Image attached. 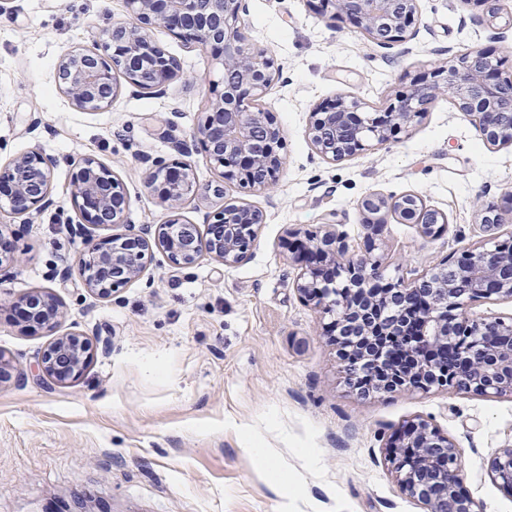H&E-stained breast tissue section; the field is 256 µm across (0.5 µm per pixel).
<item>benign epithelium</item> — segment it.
<instances>
[{
	"instance_id": "obj_1",
	"label": "benign epithelium",
	"mask_w": 512,
	"mask_h": 512,
	"mask_svg": "<svg viewBox=\"0 0 512 512\" xmlns=\"http://www.w3.org/2000/svg\"><path fill=\"white\" fill-rule=\"evenodd\" d=\"M323 7L345 16L368 39L391 48L407 41L417 13V0H320ZM132 22L104 31L103 52L68 50L59 58L56 77L60 90L80 111H101L112 105L119 84L116 75L139 90H162L180 70L178 60L156 43L151 30L163 26L187 43L210 52L223 70L222 89L209 103L194 138L207 159L222 169L226 179L253 185L262 169L264 188L276 185L284 165L280 127L271 113L257 108L277 71L264 49L252 47L239 26L245 0H126ZM445 93L457 107L474 117L486 142L512 144V77L502 75L492 54L469 50L388 97L374 112L342 97L319 104L310 113L309 138L316 152L336 162L386 144L422 118ZM53 163L34 149L0 167V190L8 211L28 216L40 210L51 191ZM145 185L167 207V220L154 231L133 229L112 242H88L80 260L84 285L99 297L141 277L153 249L167 254L177 266L196 264L203 254L233 265L250 253L263 213L245 204H228L206 214L204 239L184 229L179 206L207 195L190 163L177 161L151 172ZM72 200L90 224L124 223L125 198L112 169L91 156L82 158L72 179ZM367 217L395 210L402 221L417 224L423 235L440 231L443 217L413 194L386 197L371 192L361 201ZM375 240L366 255L353 259L334 232L297 244L302 271L295 282L299 296L330 321L324 335L336 341V327L350 325L363 336L376 335L379 344L393 341L407 349L413 364L394 372L379 392L395 389L427 390L444 387L495 395H512V321H486L467 312L477 298L512 299V241L466 249L451 263L442 261L430 272L410 281H388L376 256ZM39 304L22 313L31 330H52L59 307L39 293L22 305ZM356 360L338 352L348 380L369 367H382L387 358L373 343ZM90 344L78 334L59 337L44 352L42 374L57 383L83 375ZM388 462L401 492L420 503L424 512H482L463 489L460 448L437 426L411 422L390 443ZM414 448L419 467L412 469L397 449ZM492 477L512 489V446L491 462Z\"/></svg>"
}]
</instances>
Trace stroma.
I'll list each match as a JSON object with an SVG mask.
<instances>
[{"label":"stroma","instance_id":"35a3bbf8","mask_svg":"<svg viewBox=\"0 0 512 512\" xmlns=\"http://www.w3.org/2000/svg\"><path fill=\"white\" fill-rule=\"evenodd\" d=\"M496 18H473L469 0H418L410 39L381 48L349 25L317 14L309 0H246L250 43L281 68L261 100L283 135L275 188L224 180L193 134L222 77L210 53L165 28L155 41L181 69L164 93L121 86L100 112L75 110L56 83L58 56L93 47L94 32L129 21L125 0H10L0 12V165L37 149L51 157L49 207L26 220L0 211L16 265L0 273V512H44L76 494L112 512H423L401 493L385 461L392 437L422 418L455 439L464 484L483 512H512V494L490 462L512 445V396L463 391L363 396L349 385L321 314L294 288L291 246L333 230L349 255L370 229L360 209L370 192L418 195L442 214L441 232L385 213L377 258L387 278L410 280L461 249L512 237V145L484 142L471 117L439 98L401 139L331 162L308 137L311 110L344 96L368 111L415 75L474 47H491L512 72V0ZM187 141L196 179L222 194L186 202L184 222L229 202L263 211L250 258L226 265L202 257L175 269L154 252L143 276L99 298L84 286L79 258L105 241L162 222L145 187L155 162ZM121 179L124 222L83 223L70 195L81 158ZM502 221L487 225L492 206ZM39 290L61 304L59 331L86 335L91 360L67 384L42 378L38 359L53 341L26 331L18 300ZM270 452L261 463L252 451ZM297 484L284 496L268 468Z\"/></svg>","mask_w":512,"mask_h":512}]
</instances>
